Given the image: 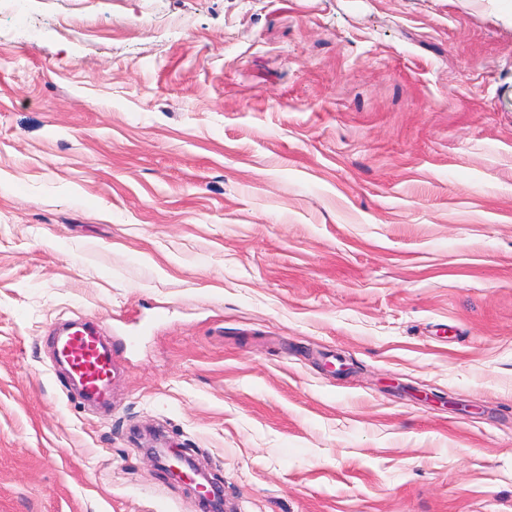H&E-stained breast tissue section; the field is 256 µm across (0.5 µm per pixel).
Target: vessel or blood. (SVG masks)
Wrapping results in <instances>:
<instances>
[{
	"label": "vessel or blood",
	"instance_id": "b4317fda",
	"mask_svg": "<svg viewBox=\"0 0 512 512\" xmlns=\"http://www.w3.org/2000/svg\"><path fill=\"white\" fill-rule=\"evenodd\" d=\"M53 347L74 388L88 403L99 407L110 404L114 373L119 365L112 343L104 341L95 327L81 323L56 330Z\"/></svg>",
	"mask_w": 512,
	"mask_h": 512
}]
</instances>
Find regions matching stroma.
<instances>
[{
    "label": "stroma",
    "mask_w": 512,
    "mask_h": 512,
    "mask_svg": "<svg viewBox=\"0 0 512 512\" xmlns=\"http://www.w3.org/2000/svg\"><path fill=\"white\" fill-rule=\"evenodd\" d=\"M151 447L227 512H512V0L0 15V512H208ZM95 327L75 322L57 329L53 347L56 362L61 365L74 388L88 403L108 407L114 372L119 358L112 342H106Z\"/></svg>",
    "instance_id": "stroma-1"
}]
</instances>
